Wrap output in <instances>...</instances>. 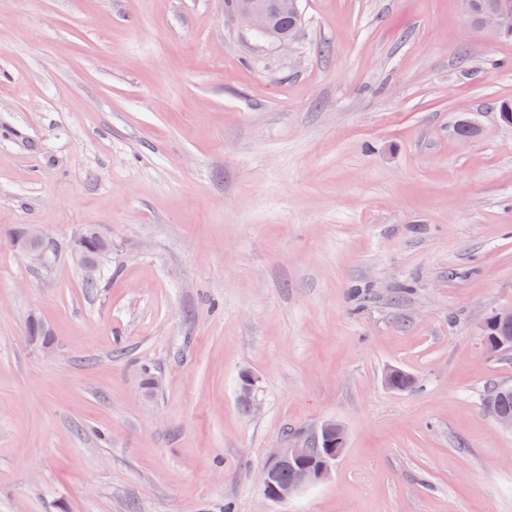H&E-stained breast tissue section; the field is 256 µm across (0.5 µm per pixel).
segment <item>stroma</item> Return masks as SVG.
<instances>
[{
	"label": "stroma",
	"mask_w": 512,
	"mask_h": 512,
	"mask_svg": "<svg viewBox=\"0 0 512 512\" xmlns=\"http://www.w3.org/2000/svg\"><path fill=\"white\" fill-rule=\"evenodd\" d=\"M300 11L282 45L225 0H0V512H512V40L459 0ZM324 421L330 478L267 499ZM493 324L501 328L499 334L491 327ZM488 326L490 327L487 334L497 335H485ZM482 332L485 349L490 356L512 358V309L495 312L489 316L482 324ZM512 393V384H500L487 392L483 398L484 407L490 412L495 424L503 431L512 434V394H505L497 401V410L494 406V395ZM505 411V412H502ZM510 412V413H508ZM345 445V429L336 422L322 423L309 439L286 438L283 444L273 448L260 470L265 496L271 501H284L324 481ZM281 473L287 481L281 480Z\"/></svg>",
	"instance_id": "obj_1"
}]
</instances>
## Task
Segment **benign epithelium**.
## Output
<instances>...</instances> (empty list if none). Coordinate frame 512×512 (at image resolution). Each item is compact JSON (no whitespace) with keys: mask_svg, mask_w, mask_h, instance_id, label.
Returning <instances> with one entry per match:
<instances>
[{"mask_svg":"<svg viewBox=\"0 0 512 512\" xmlns=\"http://www.w3.org/2000/svg\"><path fill=\"white\" fill-rule=\"evenodd\" d=\"M240 25L255 34L270 35V20L274 14L298 13V0H237L232 7ZM505 27L503 4L500 0H487L482 5L480 16L471 23L472 31L487 38H497ZM42 239V233L33 225L13 240V245L30 255L40 257V250L33 243ZM73 256L85 272L87 280L96 278L99 261L91 258L83 245L74 246ZM500 327V333L483 336L487 353L491 356L512 358V309L496 312L482 324V329L491 325ZM385 386L391 390H406L416 385L414 375L396 367L387 369L383 376ZM256 377L249 371L240 375L239 400L249 411L257 407ZM512 393V384H500L487 392L483 398L484 407L490 412L495 424L512 434V414L502 412L494 406V395ZM346 445L345 429L336 422H324L309 439L287 438L273 448L260 470V484L265 496L275 502L287 500L300 490L316 485L330 475L336 459ZM290 472L283 481L280 474Z\"/></svg>","mask_w":512,"mask_h":512,"instance_id":"benign-epithelium-1","label":"benign epithelium"}]
</instances>
